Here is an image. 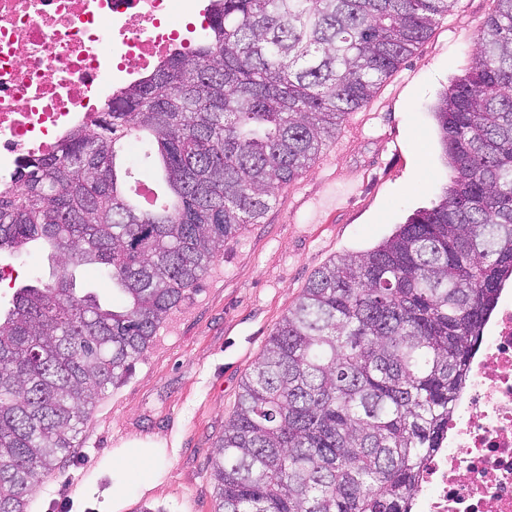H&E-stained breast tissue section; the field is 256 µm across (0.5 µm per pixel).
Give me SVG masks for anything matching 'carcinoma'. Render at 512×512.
I'll return each mask as SVG.
<instances>
[{
	"instance_id": "obj_1",
	"label": "carcinoma",
	"mask_w": 512,
	"mask_h": 512,
	"mask_svg": "<svg viewBox=\"0 0 512 512\" xmlns=\"http://www.w3.org/2000/svg\"><path fill=\"white\" fill-rule=\"evenodd\" d=\"M455 0H209L204 37L115 90L91 127L0 186V253L62 258L0 312V512L82 432L187 289L256 224ZM438 203L319 269L241 384L209 457L217 512H408L482 325L512 281V0L435 108ZM144 163L167 199L126 194ZM112 282V303L76 271ZM77 288H85L94 292L102 302L112 301V283L102 279L95 267L84 266L76 272Z\"/></svg>"
}]
</instances>
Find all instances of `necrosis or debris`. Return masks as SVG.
<instances>
[{
  "instance_id": "1",
  "label": "necrosis or debris",
  "mask_w": 512,
  "mask_h": 512,
  "mask_svg": "<svg viewBox=\"0 0 512 512\" xmlns=\"http://www.w3.org/2000/svg\"><path fill=\"white\" fill-rule=\"evenodd\" d=\"M197 0H0V184L183 44ZM410 512H512V288L502 287Z\"/></svg>"
}]
</instances>
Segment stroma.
Masks as SVG:
<instances>
[{
  "mask_svg": "<svg viewBox=\"0 0 512 512\" xmlns=\"http://www.w3.org/2000/svg\"><path fill=\"white\" fill-rule=\"evenodd\" d=\"M495 0L453 10L360 112L362 129L331 160L354 194L315 214L328 193L309 168L279 190L260 223L224 245L149 349L95 402L82 433L30 496V512H214L210 452L240 384L309 279L332 259L372 249L448 183L433 107L465 74ZM122 487L118 498L107 491Z\"/></svg>",
  "mask_w": 512,
  "mask_h": 512,
  "instance_id": "35a3bbf8",
  "label": "stroma"
}]
</instances>
